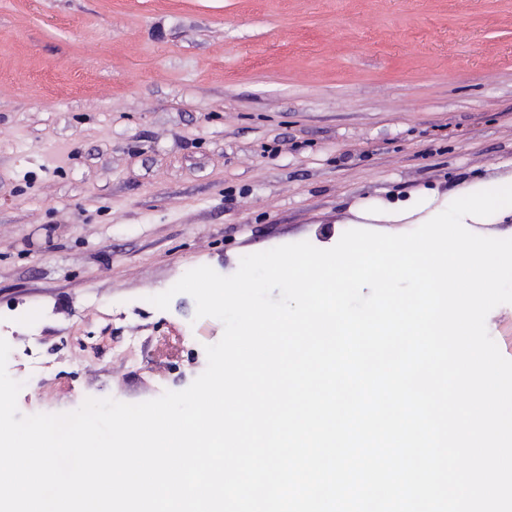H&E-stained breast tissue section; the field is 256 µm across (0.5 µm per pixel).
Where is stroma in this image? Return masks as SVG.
<instances>
[{"label": "stroma", "mask_w": 512, "mask_h": 512, "mask_svg": "<svg viewBox=\"0 0 512 512\" xmlns=\"http://www.w3.org/2000/svg\"><path fill=\"white\" fill-rule=\"evenodd\" d=\"M510 177L512 0H0L18 412L188 388L224 326L188 294L149 298L191 269L408 233ZM131 336L147 345L133 364Z\"/></svg>", "instance_id": "1"}]
</instances>
